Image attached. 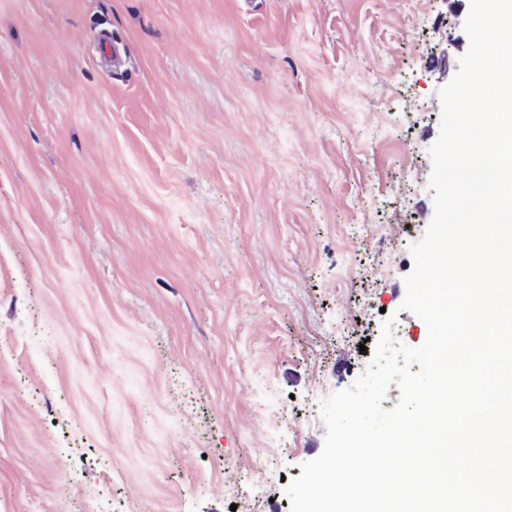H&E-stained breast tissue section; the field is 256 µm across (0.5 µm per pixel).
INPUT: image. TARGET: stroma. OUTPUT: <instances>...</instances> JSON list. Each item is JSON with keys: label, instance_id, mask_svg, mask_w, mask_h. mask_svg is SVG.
I'll return each instance as SVG.
<instances>
[{"label": "stroma", "instance_id": "obj_1", "mask_svg": "<svg viewBox=\"0 0 512 512\" xmlns=\"http://www.w3.org/2000/svg\"><path fill=\"white\" fill-rule=\"evenodd\" d=\"M470 5L0 0V512H291L386 314L427 339Z\"/></svg>", "mask_w": 512, "mask_h": 512}]
</instances>
